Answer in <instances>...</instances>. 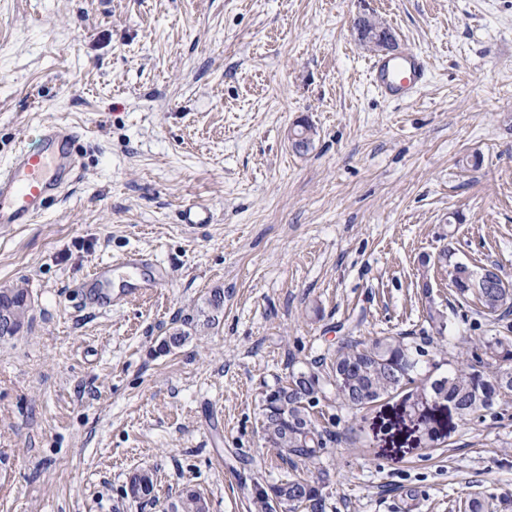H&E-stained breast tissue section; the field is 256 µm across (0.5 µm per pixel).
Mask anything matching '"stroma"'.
I'll use <instances>...</instances> for the list:
<instances>
[{
	"instance_id": "35a3bbf8",
	"label": "stroma",
	"mask_w": 512,
	"mask_h": 512,
	"mask_svg": "<svg viewBox=\"0 0 512 512\" xmlns=\"http://www.w3.org/2000/svg\"><path fill=\"white\" fill-rule=\"evenodd\" d=\"M364 16L425 53L414 100L370 86ZM54 120L82 134L74 181L36 223L0 227V287L33 299L29 330L0 339V512H171L186 486L209 512H255L288 469L261 399L292 367L427 342L432 305L444 363L459 337L512 327L473 313L438 259L512 280V0H0V165ZM189 204L209 224L180 223ZM135 247L166 285L87 304L79 282ZM321 409L336 441L303 472L326 512L471 496L512 512V400L468 419L430 406L435 442L397 396ZM142 469L154 493L136 500Z\"/></svg>"
}]
</instances>
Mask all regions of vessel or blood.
<instances>
[{
	"label": "vessel or blood",
	"instance_id": "1",
	"mask_svg": "<svg viewBox=\"0 0 512 512\" xmlns=\"http://www.w3.org/2000/svg\"><path fill=\"white\" fill-rule=\"evenodd\" d=\"M429 64L418 49L407 47L383 55L369 64L370 85L382 98L392 102L414 99L428 79ZM79 131L72 125L48 122L38 130L37 149H20L0 169V226L31 224L45 214L50 204L73 181L77 168ZM137 271L152 269L146 279L128 283L127 294L144 293L164 287L163 268L150 255L132 249L118 263L98 264L82 283L89 303L112 305L105 292L116 268Z\"/></svg>",
	"mask_w": 512,
	"mask_h": 512
}]
</instances>
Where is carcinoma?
<instances>
[{"instance_id": "carcinoma-1", "label": "carcinoma", "mask_w": 512, "mask_h": 512, "mask_svg": "<svg viewBox=\"0 0 512 512\" xmlns=\"http://www.w3.org/2000/svg\"><path fill=\"white\" fill-rule=\"evenodd\" d=\"M455 293L473 303L476 314L501 317L512 313V281L501 275L488 279L482 271L452 261L443 251ZM25 288L0 287V338L12 337L29 326L30 309ZM209 315L206 326L219 320L224 310V290L214 289L207 299ZM428 322L440 336L448 328L443 311L431 305ZM461 344L471 349L474 362H460L436 378L427 374L417 379L424 367L438 368L425 359L429 352L406 336H381L368 342H349L336 351L325 366L312 363L289 372L286 381L266 391L263 399V438L276 450L279 459L291 462V472L267 488L258 487L255 504L258 512H275V506L286 505L290 512H324L322 488L298 473L296 457L313 463L336 441V435L317 424L314 408L329 399L332 391L341 393L346 404L357 410L394 394L405 392L427 400L448 403L461 417L490 413L498 401L512 398V336H490L478 341L462 338ZM351 379V389L342 387L341 376ZM153 479L143 472L130 480L129 493L134 499L151 496ZM172 512H207L200 494L188 489L172 505Z\"/></svg>"}]
</instances>
